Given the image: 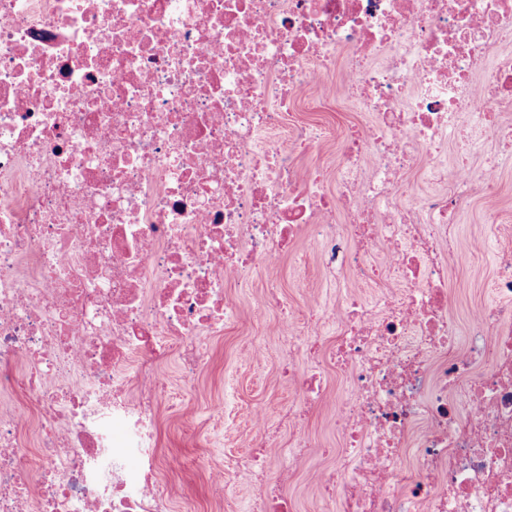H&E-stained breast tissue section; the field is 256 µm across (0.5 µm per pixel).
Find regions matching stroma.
<instances>
[{"label":"stroma","instance_id":"1","mask_svg":"<svg viewBox=\"0 0 512 512\" xmlns=\"http://www.w3.org/2000/svg\"><path fill=\"white\" fill-rule=\"evenodd\" d=\"M485 210V201L473 197L453 226L457 245L475 254L469 264L450 272V285L457 291L451 312L461 321L469 309L494 304L486 286L494 273L495 253L502 246H512V223H487ZM315 251L308 237H297L276 268L250 275L249 287H240L234 281L226 284L225 296L236 309V319L224 335L211 339L210 361L198 374L192 390L182 389L177 363L168 362L169 402L158 419V453L171 465L166 475L168 483L179 490L174 512H216L208 473L219 466L233 492L236 512H251L256 487L243 473L230 469L228 462L250 451L254 411L264 410L271 424L280 425V442L288 444L290 432L281 421L292 403V388L281 373L283 360L275 335L279 314L274 310L257 313L255 298L268 282L274 281L286 308L305 310L315 298L323 306L334 307L336 300L327 272L318 266ZM296 252L304 253L302 262L293 261ZM256 336L266 344L265 357L241 358V348ZM308 430L318 450L290 471L287 492L295 512H313V478L328 462L325 449L336 444L329 409L313 415Z\"/></svg>","mask_w":512,"mask_h":512}]
</instances>
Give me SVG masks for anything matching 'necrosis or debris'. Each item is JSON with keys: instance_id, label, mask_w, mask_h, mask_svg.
<instances>
[{"instance_id": "4bbe7bcc", "label": "necrosis or debris", "mask_w": 512, "mask_h": 512, "mask_svg": "<svg viewBox=\"0 0 512 512\" xmlns=\"http://www.w3.org/2000/svg\"><path fill=\"white\" fill-rule=\"evenodd\" d=\"M341 110L340 159L303 166L333 130L290 113ZM511 110L512 0H0V390L23 397L0 403V512H171L156 465L126 462L156 445L164 368L191 386L236 318L225 278L304 233L349 281L334 314L281 318L309 367L288 372L289 447L259 411L263 455L235 461L253 512L325 405L315 512H512V248L467 327L448 286ZM423 167L437 187L411 194ZM308 430L317 448L336 447V430L331 413L327 407L313 415L308 422Z\"/></svg>"}]
</instances>
